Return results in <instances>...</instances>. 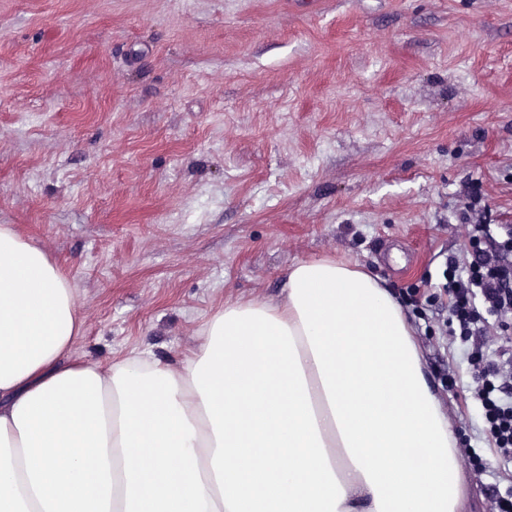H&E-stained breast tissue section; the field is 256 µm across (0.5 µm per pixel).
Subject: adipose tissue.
Instances as JSON below:
<instances>
[{
    "mask_svg": "<svg viewBox=\"0 0 512 512\" xmlns=\"http://www.w3.org/2000/svg\"><path fill=\"white\" fill-rule=\"evenodd\" d=\"M68 279L0 225V512H460L402 307L333 258L226 304L178 367L68 361Z\"/></svg>",
    "mask_w": 512,
    "mask_h": 512,
    "instance_id": "obj_1",
    "label": "adipose tissue"
}]
</instances>
